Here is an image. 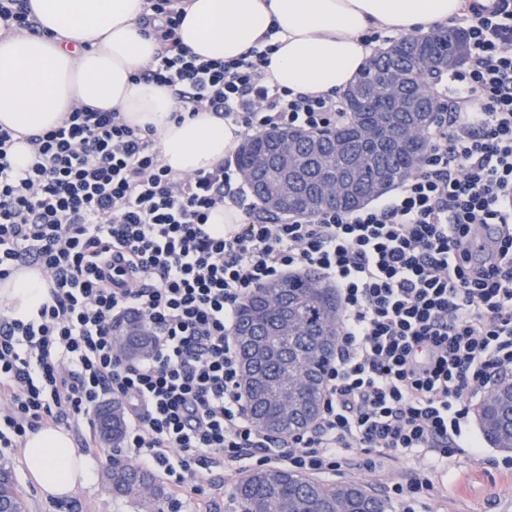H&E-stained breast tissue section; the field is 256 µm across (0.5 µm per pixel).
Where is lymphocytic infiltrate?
I'll list each match as a JSON object with an SVG mask.
<instances>
[{
	"label": "lymphocytic infiltrate",
	"mask_w": 512,
	"mask_h": 512,
	"mask_svg": "<svg viewBox=\"0 0 512 512\" xmlns=\"http://www.w3.org/2000/svg\"><path fill=\"white\" fill-rule=\"evenodd\" d=\"M145 4L161 48L142 77L171 88L178 112L213 113L244 138L342 122L335 95L268 82L277 44L203 60L181 43L179 0ZM457 23L469 50L452 112L427 132L413 175L350 212H267L232 158L173 172L153 132L112 111L75 105L27 135L25 169L0 128V278L39 270L51 297L38 319L0 316V448L45 426L82 435L106 396L126 407L124 461L180 491L215 468L331 474L354 451L439 466L478 456L470 406L512 377V0H469ZM219 207L240 221L217 234ZM488 228L491 245L473 252ZM297 271L335 285L342 316L319 420L280 441L242 411L234 327L252 289ZM129 312L155 338L132 362L112 335ZM433 492L422 470L387 497L394 512H420Z\"/></svg>",
	"instance_id": "obj_1"
}]
</instances>
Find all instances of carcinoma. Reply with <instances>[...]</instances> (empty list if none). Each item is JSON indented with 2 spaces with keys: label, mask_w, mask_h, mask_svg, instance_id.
Instances as JSON below:
<instances>
[{
  "label": "carcinoma",
  "mask_w": 512,
  "mask_h": 512,
  "mask_svg": "<svg viewBox=\"0 0 512 512\" xmlns=\"http://www.w3.org/2000/svg\"><path fill=\"white\" fill-rule=\"evenodd\" d=\"M467 33L459 27H443L428 35H405L372 59L366 72L343 93L347 120L323 132L292 128L295 154L279 152L280 131L257 133L242 144L237 163L265 208L273 212L315 216L324 208L348 212L363 205L360 195L335 191L326 206H308L304 199L319 190V176L325 169L346 175L356 168L386 176L392 188L412 175L420 164L422 149L428 146L426 132L438 122L445 105L430 92L408 105L400 106L386 91L369 88L370 73L382 69L415 67L413 79L433 82L434 65L460 66L466 60ZM378 113L386 124L376 141L360 138L358 127L366 117ZM264 154L263 167L253 165V156ZM292 313L293 340L281 346L275 330L286 313ZM340 319L336 288L308 272L304 277L284 279L252 291L239 308L236 332L249 334L240 344L242 357H251L254 376L249 411L263 430L284 416L276 395L282 380L284 358L296 363L302 395L293 410L295 424L307 425L311 408L322 396V373L336 350ZM115 343L121 353L136 358L148 352L151 338L142 318L128 314L112 323ZM484 438L501 451L512 452V392L504 388L486 400L478 411ZM125 415L122 405L112 402V447L122 443ZM112 496L141 505L144 512H162L165 488L158 477L137 465L112 460ZM235 498L242 512H387L388 504L361 481L328 484L286 466L264 467L240 476ZM24 496L11 473L0 467V512H26Z\"/></svg>",
  "instance_id": "1"
}]
</instances>
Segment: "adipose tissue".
<instances>
[{"mask_svg": "<svg viewBox=\"0 0 512 512\" xmlns=\"http://www.w3.org/2000/svg\"><path fill=\"white\" fill-rule=\"evenodd\" d=\"M43 36L0 27V126L22 137L51 129L76 103L118 112L153 129L165 165L177 173L211 169L240 144L230 125L203 112L176 121L170 92L136 75L158 51L139 20L145 0H30ZM464 7L463 0H189L179 31L204 59L229 60L255 46L271 26L280 50L268 80L297 92H342L366 71L373 28L391 35L427 31ZM48 300L40 274L0 280V308L29 320ZM30 479L44 495L64 498L89 483L93 460L63 429L31 433L22 450Z\"/></svg>", "mask_w": 512, "mask_h": 512, "instance_id": "obj_1", "label": "adipose tissue"}]
</instances>
